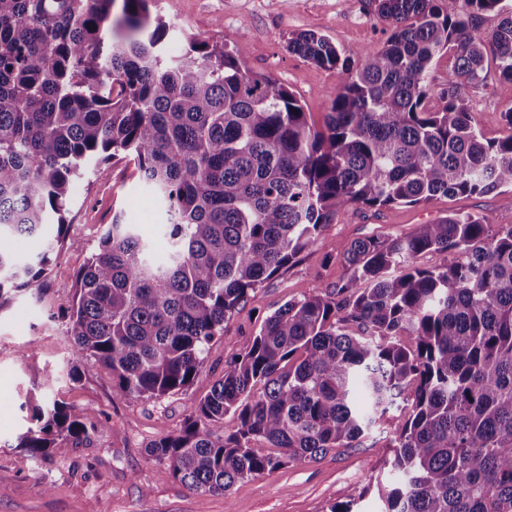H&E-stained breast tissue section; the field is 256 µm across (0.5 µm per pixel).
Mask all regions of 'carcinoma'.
Masks as SVG:
<instances>
[{
  "label": "carcinoma",
  "mask_w": 512,
  "mask_h": 512,
  "mask_svg": "<svg viewBox=\"0 0 512 512\" xmlns=\"http://www.w3.org/2000/svg\"><path fill=\"white\" fill-rule=\"evenodd\" d=\"M439 2L366 0L390 34L356 65L317 33L288 41L339 77L318 130L241 48L187 34L170 54L154 0H0V311L20 293L42 297L74 184L118 157L166 214V256L114 215L61 318L71 362H99L121 397L193 387L224 323L341 209L512 189V133L484 139L468 95L489 58L512 88V10L462 0L451 14ZM487 13L500 20L484 39L472 22ZM17 236L36 243L30 257L13 250ZM342 250L347 279L268 316L180 433L147 455L220 495L358 447L401 399L383 512H512V222L450 212ZM426 252L452 260L421 268ZM105 424L55 401L17 447L45 457L57 439L80 445Z\"/></svg>",
  "instance_id": "cac0c4a2"
}]
</instances>
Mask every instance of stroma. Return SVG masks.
<instances>
[{
	"label": "stroma",
	"mask_w": 512,
	"mask_h": 512,
	"mask_svg": "<svg viewBox=\"0 0 512 512\" xmlns=\"http://www.w3.org/2000/svg\"><path fill=\"white\" fill-rule=\"evenodd\" d=\"M157 7L170 25L171 53L179 52L186 33L243 48L246 65L293 92L318 129L325 126L329 93L338 77L289 53V39L314 31L356 61L389 35L365 0H158ZM469 97L485 139L512 132L500 121L501 112L512 107V95L496 67H488ZM451 211L503 223L512 219V190L437 197L417 206L342 209L313 247L251 292L212 344L191 389L159 399L121 398L112 390L111 376L94 361L71 364L58 312L71 302L76 275L114 214L142 225L161 256L166 253L165 215L127 160L111 161L104 174L78 181L43 301L21 295L0 312V512H327L329 504L349 500L355 512H380L379 494L367 484L392 479L389 444L398 426L394 408L361 446L289 463L238 481L222 495L201 496L164 477L145 448L181 429L190 402L205 394L230 359L250 346L268 315L289 299L332 291L347 277L343 244L365 236H404ZM54 400L103 411L108 425L82 445L61 439L49 456H31L18 448L17 436L29 425L35 405Z\"/></svg>",
	"instance_id": "obj_1"
}]
</instances>
